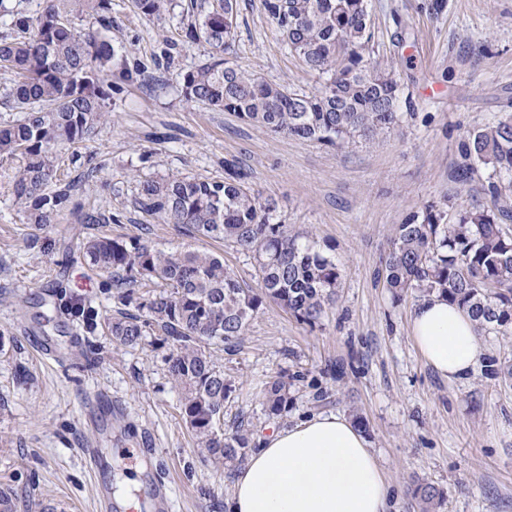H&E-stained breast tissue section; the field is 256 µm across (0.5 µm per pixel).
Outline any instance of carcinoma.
<instances>
[{
	"label": "carcinoma",
	"instance_id": "carcinoma-1",
	"mask_svg": "<svg viewBox=\"0 0 512 512\" xmlns=\"http://www.w3.org/2000/svg\"><path fill=\"white\" fill-rule=\"evenodd\" d=\"M148 18H161L174 0H133ZM289 51L309 70L327 76L306 94L274 85L239 68L224 53L234 41L238 0H211L200 19L186 23V34L210 48L209 59L188 71L181 86L187 102L232 112L272 132L343 146L370 139L400 121L399 85L394 74L371 62L373 42L368 0H261ZM110 0H46L30 16L10 12L9 31L0 36V71L9 81L0 99L23 112L0 125V157L18 161L11 176L16 204L30 224H51L75 210L72 187L56 178L64 148L89 138L106 122L105 102L112 84L102 74L116 53L101 31L111 27ZM95 20L98 28L81 24ZM458 172L467 179L475 165H489L501 178L489 183L491 205L450 213L449 205L429 203L396 226L384 260L390 292L438 294L465 310L480 334L512 331V115L470 132L461 143ZM249 174L234 162L224 165V181L198 176L140 182L135 204L163 224L191 238L234 244L256 261L259 288L242 285L224 257L191 247L162 249L144 237H96L83 244L82 257L119 285L145 289L118 296L136 303L141 314L107 322L113 340L139 344L157 330L171 343L167 371L180 389L181 415L200 448L215 464L240 467L257 446L254 429L240 423L224 429V406L232 381L217 365L212 347L230 346L266 301L298 322L321 323L336 301L341 273L336 262L315 249L308 231L293 232L277 203L249 186ZM159 288L161 292L153 293ZM486 372L512 384V360L493 358ZM291 383L271 378L265 413L288 414ZM419 512H439L443 492L419 483L412 492Z\"/></svg>",
	"mask_w": 512,
	"mask_h": 512
}]
</instances>
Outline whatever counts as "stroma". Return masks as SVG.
Listing matches in <instances>:
<instances>
[{"instance_id": "35a3bbf8", "label": "stroma", "mask_w": 512, "mask_h": 512, "mask_svg": "<svg viewBox=\"0 0 512 512\" xmlns=\"http://www.w3.org/2000/svg\"><path fill=\"white\" fill-rule=\"evenodd\" d=\"M369 0L372 57L400 84V123L343 147L270 132L230 112L181 101L186 72L208 46L186 39L179 11L139 15L111 0L108 36L132 80L107 75L110 117L62 152L59 174L73 182L79 212L28 223L12 195L10 160H0V491L15 512H100L98 483L82 455L108 451L109 482L141 512L154 480L167 483L177 512H225L231 475L216 471L180 414L181 394L165 359L172 347L148 336L113 343L103 323L120 304L111 280L80 257L88 238L147 235L164 248L220 254L246 286L258 285L252 258L232 244L191 239L138 211L140 181L167 176L224 178L238 162L251 188L274 199L290 228L310 231L341 272L335 304L311 328L264 305L239 343L219 350L234 392L224 427L266 420L272 376L305 373L284 420L358 411L392 493L391 512H412L410 490L428 481L445 493L441 512H512V386L484 369L448 381L419 356L410 333L417 302L394 300L382 259L397 224L429 201L461 209L489 203L492 174L481 165L458 180L467 131L512 114V0ZM266 81L310 92L323 80L292 55L260 0H240L230 54ZM108 215L82 223L80 212ZM57 337L60 360L42 359L32 337ZM325 394L314 403V392ZM112 399L111 420L90 425L89 400Z\"/></svg>"}]
</instances>
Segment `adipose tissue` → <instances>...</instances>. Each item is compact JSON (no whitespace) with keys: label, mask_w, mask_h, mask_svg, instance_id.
Returning a JSON list of instances; mask_svg holds the SVG:
<instances>
[{"label":"adipose tissue","mask_w":512,"mask_h":512,"mask_svg":"<svg viewBox=\"0 0 512 512\" xmlns=\"http://www.w3.org/2000/svg\"><path fill=\"white\" fill-rule=\"evenodd\" d=\"M423 361L446 380L466 378L483 350L474 322L431 295L411 314ZM232 479L227 512H389V493L367 438L342 415L318 413L260 436Z\"/></svg>","instance_id":"adipose-tissue-1"}]
</instances>
